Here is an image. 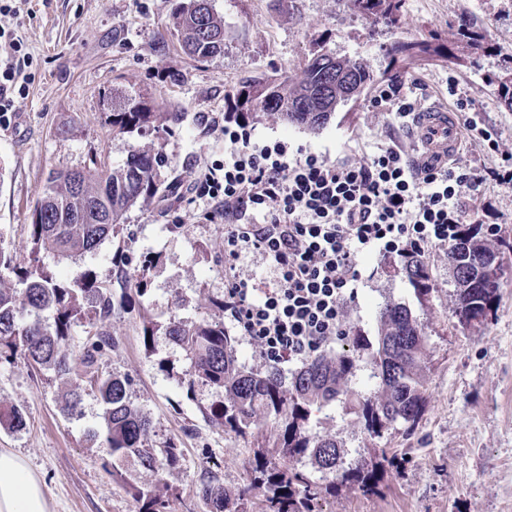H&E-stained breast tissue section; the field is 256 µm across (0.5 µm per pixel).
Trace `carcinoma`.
Instances as JSON below:
<instances>
[{
  "label": "carcinoma",
  "mask_w": 512,
  "mask_h": 512,
  "mask_svg": "<svg viewBox=\"0 0 512 512\" xmlns=\"http://www.w3.org/2000/svg\"><path fill=\"white\" fill-rule=\"evenodd\" d=\"M196 2L181 0L177 4L173 35L184 54L204 61L224 53V16L209 8L210 33L201 37ZM348 2L372 25L403 23L402 0ZM392 52L416 58L428 53V46L413 39L395 44ZM373 81V71L366 62L317 51L305 61L299 77L247 81L235 87L229 97L230 111L248 117L270 115L317 133L339 105L357 98ZM107 120L115 137L174 133L161 105L141 96L127 98ZM165 165L162 151L142 148L129 151L117 166L108 167L93 155L82 169L50 172L31 211L22 252L12 255L0 249V274L6 270L15 277L13 286L0 287V360L15 362L21 358L40 370L62 375L69 371L73 327L89 316L81 363L87 382L99 393L104 418V425L93 431L92 437L107 449L105 466L112 468L114 476L130 458L151 471L173 465L180 459V449L172 441L161 448L150 443L151 421L130 401L129 379L106 374L100 366L101 357L116 347L112 318L123 305L113 300L111 289L92 273L78 272L64 282L45 259H75L93 251L105 238L123 229L124 215L138 201L174 191L178 180L161 178ZM400 271L418 295L430 292L426 259L407 256ZM498 288L495 270L475 281L471 292L456 289L457 318L461 320L472 311L488 315L497 301ZM84 300L90 304L87 312L83 311ZM212 305L219 315L211 320L173 318L165 328V334L189 360L188 391L199 384L215 391L218 399L201 410L227 433L245 435L253 428L270 427L276 435L272 452L283 464L265 456L255 457L250 483L235 494L224 490L213 468L205 469L196 495L209 512H248L245 497L252 490L262 493L268 512H315V501L332 493L338 484L370 491L378 479L377 464L361 454L348 462L343 460L336 441L309 429L311 412L338 401L374 436L398 422L414 429L427 403L422 323L405 305L388 302L379 312L375 342L363 336L350 338L349 348L334 358L312 359L288 386L272 368L248 370L239 363L236 337L224 329L220 318L224 300L216 299ZM370 347L379 392L352 399L348 383L355 376L360 352ZM293 459L307 460L321 473V481L313 480L303 468L286 465ZM133 490L139 512H162L165 508L164 500L153 491L137 486Z\"/></svg>",
  "instance_id": "obj_1"
}]
</instances>
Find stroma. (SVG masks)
Returning <instances> with one entry per match:
<instances>
[{
  "label": "stroma",
  "mask_w": 512,
  "mask_h": 512,
  "mask_svg": "<svg viewBox=\"0 0 512 512\" xmlns=\"http://www.w3.org/2000/svg\"><path fill=\"white\" fill-rule=\"evenodd\" d=\"M178 0H8L0 31L20 42L25 90L0 118V247L12 250L28 237L31 209L49 172L83 167L90 154L112 166L131 149L163 150L169 175L204 177L224 162V99L240 83L270 75L300 74L317 50L367 62L374 75L395 68L418 88L420 106H452L447 81L472 98L482 124L512 150V108L499 96L512 81V0H402L405 25L373 27L346 0H214L224 17L223 55L197 62L170 34ZM469 34L460 37V26ZM426 38L443 57L393 63L392 44ZM144 95L176 113L173 135L116 137L106 114L125 97ZM260 139L285 140L295 149L332 162L360 159L388 139L415 144L410 130L391 127L367 97L337 108L312 134L279 120L252 121ZM489 206L480 238L499 256L498 302L484 325H462L454 313L455 281L444 254L428 258V296H417L398 272L394 255L365 258L367 276L347 309L351 332L375 338L380 307L406 305L428 335L426 396L418 426L386 430L374 438L338 404L313 412L310 424L336 439L349 456L387 448L398 467L388 468L380 490L350 487L323 496L320 512H512V190L484 187ZM207 200L184 195L135 205L124 229L92 255L54 263L61 280L91 270L125 302L112 322L119 344L103 369L128 378L129 398L149 417L154 446L174 441L180 461L152 472L137 461L122 465V479L104 468L106 450L89 437L103 424L98 393L83 387L82 414L63 410L66 394L81 385L82 327L71 341L69 374L37 371L23 362H0V404L20 410L26 424L0 427V449L21 455L41 480L49 512H137L130 488L160 493L166 512H207L195 495L204 467L218 465L225 489L249 483L252 436L225 434L203 415L215 400L208 387L188 389L189 362L163 332L172 318L212 317V299L224 295V226L212 223ZM146 296L127 282V267L144 255ZM128 265H121L120 256ZM158 325L152 346L143 328Z\"/></svg>",
  "instance_id": "35a3bbf8"
}]
</instances>
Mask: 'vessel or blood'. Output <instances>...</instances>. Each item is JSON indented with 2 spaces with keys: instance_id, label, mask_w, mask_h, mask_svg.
I'll use <instances>...</instances> for the list:
<instances>
[{
  "instance_id": "vessel-or-blood-1",
  "label": "vessel or blood",
  "mask_w": 512,
  "mask_h": 512,
  "mask_svg": "<svg viewBox=\"0 0 512 512\" xmlns=\"http://www.w3.org/2000/svg\"><path fill=\"white\" fill-rule=\"evenodd\" d=\"M417 125L421 144L420 162L439 166L457 157L460 133L453 112L438 105L426 107Z\"/></svg>"
}]
</instances>
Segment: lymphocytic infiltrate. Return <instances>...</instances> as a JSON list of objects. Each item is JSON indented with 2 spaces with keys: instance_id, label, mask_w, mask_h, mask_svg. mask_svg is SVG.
I'll return each mask as SVG.
<instances>
[{
  "instance_id": "obj_1",
  "label": "lymphocytic infiltrate",
  "mask_w": 512,
  "mask_h": 512,
  "mask_svg": "<svg viewBox=\"0 0 512 512\" xmlns=\"http://www.w3.org/2000/svg\"><path fill=\"white\" fill-rule=\"evenodd\" d=\"M403 87L388 81L370 100L399 127L412 122L417 104ZM468 129L500 152L498 166L421 167L394 141L336 164L284 141L259 142L249 118L225 114L224 174L193 181L190 191L224 220V320L263 363L303 362L349 335L346 310L358 295L363 256L447 252L464 225L480 221L466 200H481L490 180L512 189V153L476 121ZM249 255L268 264L267 287L242 270Z\"/></svg>"
}]
</instances>
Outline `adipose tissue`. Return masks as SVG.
I'll use <instances>...</instances> for the list:
<instances>
[{
  "instance_id": "1",
  "label": "adipose tissue",
  "mask_w": 512,
  "mask_h": 512,
  "mask_svg": "<svg viewBox=\"0 0 512 512\" xmlns=\"http://www.w3.org/2000/svg\"><path fill=\"white\" fill-rule=\"evenodd\" d=\"M0 512H48L40 479L7 450H0Z\"/></svg>"
}]
</instances>
